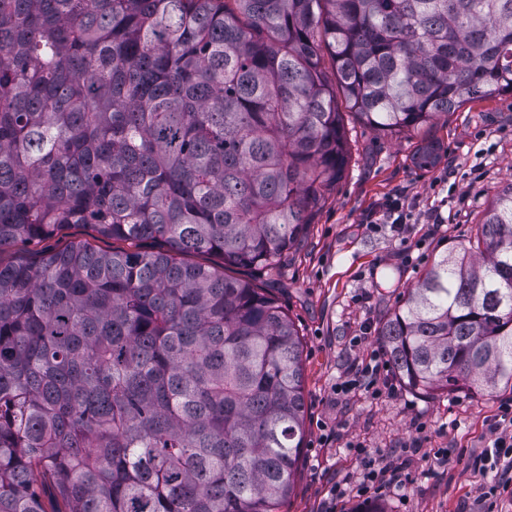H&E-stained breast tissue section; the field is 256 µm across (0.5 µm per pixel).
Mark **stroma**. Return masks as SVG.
I'll use <instances>...</instances> for the list:
<instances>
[{"label":"stroma","instance_id":"stroma-1","mask_svg":"<svg viewBox=\"0 0 512 512\" xmlns=\"http://www.w3.org/2000/svg\"><path fill=\"white\" fill-rule=\"evenodd\" d=\"M347 130L345 173L315 208L304 237L276 269L244 273L271 289L304 335L305 448L284 510L324 512L333 485L356 484L362 474L348 445L359 442L381 461L405 463L412 480L363 499L338 498L335 512H356L367 499L386 512H483L480 496L492 478L469 462L491 445L501 395L422 397L401 386L374 398L360 387L347 394L335 387L381 352L380 324L435 260L467 247L494 195L512 184V94L468 101L447 119L397 137L354 120ZM428 143L439 145V156L422 168L415 156ZM390 201L403 223H390ZM371 212L379 223H366ZM73 242L113 246L76 226L7 247L0 260ZM440 448L451 464H433Z\"/></svg>","mask_w":512,"mask_h":512}]
</instances>
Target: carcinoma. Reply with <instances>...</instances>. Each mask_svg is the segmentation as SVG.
I'll list each match as a JSON object with an SVG mask.
<instances>
[{
	"label": "carcinoma",
	"instance_id": "carcinoma-1",
	"mask_svg": "<svg viewBox=\"0 0 512 512\" xmlns=\"http://www.w3.org/2000/svg\"><path fill=\"white\" fill-rule=\"evenodd\" d=\"M504 92L512 0H0V249L160 243L0 263V512H282L302 339L231 271L343 172L337 94L403 132ZM377 336L416 393L512 391V186ZM94 235L95 233L87 227H69L62 230L54 237L37 243L24 242L7 247L1 253L0 258L3 262L30 259L40 252L55 251L72 242H89L91 245L102 249H112V247L134 249L128 242L102 240L99 238H94Z\"/></svg>",
	"mask_w": 512,
	"mask_h": 512
}]
</instances>
